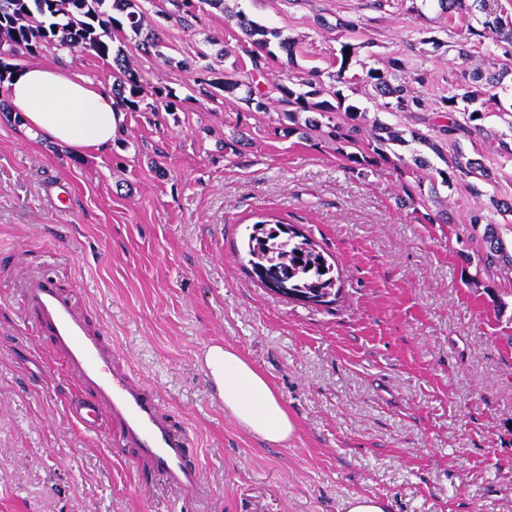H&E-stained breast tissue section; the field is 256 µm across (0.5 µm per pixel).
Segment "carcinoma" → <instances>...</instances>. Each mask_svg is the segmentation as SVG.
<instances>
[{"mask_svg": "<svg viewBox=\"0 0 512 512\" xmlns=\"http://www.w3.org/2000/svg\"><path fill=\"white\" fill-rule=\"evenodd\" d=\"M178 20L188 22L196 12L207 5L224 8V0H171ZM441 12L448 14V27L456 21L467 22L468 36L457 43L448 44L457 51L458 57L469 59L481 55L479 48L483 40L490 39L503 48H512V19L500 14L498 5L490 0H435ZM254 50L250 54L252 72L242 79L217 77L210 55L200 54L195 64L198 82L213 88L209 98L214 100L219 93H233L245 88L241 97L256 111L267 108V101L274 100L288 107L279 119L280 130L286 136L299 135L306 141H325L336 145V150L351 164L362 166L378 159H389L396 146L417 145L413 150V164L406 165L408 180L402 185L403 195L399 204L410 206L423 199L425 194L435 197L439 189L448 191L459 183L467 184L478 196L487 197V203L470 216L469 223L484 225L482 241L485 244L484 265L512 270V253L508 252L501 239L494 216H512V201L501 199L478 187V183L496 182L497 173L483 162L466 153L462 139L485 135L496 143L495 150L503 158L512 161V120L507 130L491 131L482 121L496 115L490 108L498 103L493 90L502 87L504 79L512 75V66L487 75L476 71L462 75L450 84L444 103V121L432 124V133L409 130V136L393 129L377 119L368 121L367 112L353 104H345L346 97L338 85L352 81L371 86L373 97L390 100V104L402 112H423L424 100L411 91V84L420 79L406 74L402 61L392 58L384 70L370 69L363 76L350 73L355 65L357 47L344 42L336 56L338 68L328 74L329 86L323 85V72L317 68L308 71L305 77L274 82L264 91L252 86L250 78L264 71L267 60L276 57L271 49L272 40H278V48L286 54L288 64H294V44L281 38V33L270 29L241 12L231 14ZM146 14L137 0H0V84L12 73L11 60L19 55L36 56L45 48L57 51L89 52L96 57L112 59V96L125 112H153L163 106L168 112L175 111L183 100L172 90L158 87L154 101L149 103L143 96L144 77L133 69L124 45L114 46L112 32L125 30L138 37L137 49L162 55V38L153 29H145ZM305 118H300L301 113ZM452 144V155H447L438 140ZM428 148L443 166L437 167L421 154L418 147ZM420 170H430L429 181L418 175ZM245 251L251 266L262 264V260L283 261L288 265V288L293 293L314 296L320 293L324 283L335 276L333 264L307 236L296 233L288 235L282 224L258 222L251 227L245 242Z\"/></svg>", "mask_w": 512, "mask_h": 512, "instance_id": "1", "label": "carcinoma"}]
</instances>
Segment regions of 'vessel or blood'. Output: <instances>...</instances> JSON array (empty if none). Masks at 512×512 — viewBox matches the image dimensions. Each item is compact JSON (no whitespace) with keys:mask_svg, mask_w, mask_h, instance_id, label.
I'll use <instances>...</instances> for the list:
<instances>
[{"mask_svg":"<svg viewBox=\"0 0 512 512\" xmlns=\"http://www.w3.org/2000/svg\"><path fill=\"white\" fill-rule=\"evenodd\" d=\"M20 294L43 343L77 386L67 402L73 420L85 431L113 435L119 452L141 464L145 482L160 481L185 501L198 499L204 477L194 438L158 392L117 361L85 307L45 271L28 273Z\"/></svg>","mask_w":512,"mask_h":512,"instance_id":"b4317fda","label":"vessel or blood"}]
</instances>
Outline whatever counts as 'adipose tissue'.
Masks as SVG:
<instances>
[{
  "mask_svg": "<svg viewBox=\"0 0 512 512\" xmlns=\"http://www.w3.org/2000/svg\"><path fill=\"white\" fill-rule=\"evenodd\" d=\"M7 99L26 134L76 154L107 151L125 119L108 87L58 66L25 65L8 83ZM203 362L225 413L263 442L287 444L295 423L262 371L224 344L211 345Z\"/></svg>",
  "mask_w": 512,
  "mask_h": 512,
  "instance_id": "obj_1",
  "label": "adipose tissue"
}]
</instances>
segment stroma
<instances>
[{
    "instance_id": "stroma-1",
    "label": "stroma",
    "mask_w": 512,
    "mask_h": 512,
    "mask_svg": "<svg viewBox=\"0 0 512 512\" xmlns=\"http://www.w3.org/2000/svg\"><path fill=\"white\" fill-rule=\"evenodd\" d=\"M295 43L261 85L287 71L335 72L341 43L364 69L404 60L423 113H388L363 84L344 86L369 117L427 131L452 75L498 70L502 51L448 50L435 0H226ZM356 23L355 32L345 23ZM163 55L132 51L147 81L183 103L129 112L112 148L82 157L0 119V512H176V493L88 433L66 408L72 385L18 295L49 269L79 298L135 374L155 386L201 450L207 494L189 512H344L356 494L389 512H512V273L485 267L466 187L401 207L398 160L349 169L334 144L277 133L234 96L211 102L199 52L251 68L250 44L224 12L162 23ZM39 63L111 85V62L44 50ZM242 124L245 157L224 142ZM448 209L454 221L426 214ZM295 225L339 273L328 305L302 304L251 275L253 224ZM227 343L282 394L296 431L269 446L229 415L201 354Z\"/></svg>"
}]
</instances>
